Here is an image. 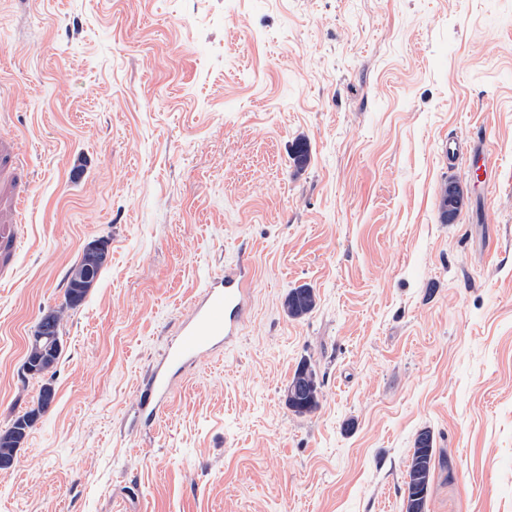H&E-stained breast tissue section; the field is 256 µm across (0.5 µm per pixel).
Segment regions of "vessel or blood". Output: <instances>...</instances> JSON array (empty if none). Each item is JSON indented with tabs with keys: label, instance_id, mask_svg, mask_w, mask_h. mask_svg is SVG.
<instances>
[{
	"label": "vessel or blood",
	"instance_id": "1",
	"mask_svg": "<svg viewBox=\"0 0 512 512\" xmlns=\"http://www.w3.org/2000/svg\"><path fill=\"white\" fill-rule=\"evenodd\" d=\"M449 163L465 160L473 176L488 167L485 145L470 141L459 148L456 141L445 147ZM250 268L237 263L225 266L223 276L210 280L191 300L192 312L179 326L174 343L152 373L141 395V411L158 417L166 408L177 377L204 354L235 343L241 334V312L249 298Z\"/></svg>",
	"mask_w": 512,
	"mask_h": 512
}]
</instances>
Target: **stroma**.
<instances>
[{
	"instance_id": "1",
	"label": "stroma",
	"mask_w": 512,
	"mask_h": 512,
	"mask_svg": "<svg viewBox=\"0 0 512 512\" xmlns=\"http://www.w3.org/2000/svg\"><path fill=\"white\" fill-rule=\"evenodd\" d=\"M476 133L487 190L443 152ZM96 238L110 261L64 315L0 512H404L424 428L426 512H512V0H0V430ZM240 259L238 343L136 422ZM301 285L317 306L288 318ZM304 361L321 402L298 416ZM88 263H89V257L87 256V254L82 253L80 260H78L74 265H72L68 271L67 278H69V280L73 284H75L77 287H79V288H72L71 290H69L68 288L70 286V283L68 281V288H66L65 299L68 296L73 295V300H74V302L70 303L66 299V306L68 308L75 309L78 306H80V304L83 303V301L86 299V297L90 291V288H93V286L99 279V277L102 273V270L104 269V268H101V269L97 270L96 273L94 274V276L91 279L89 278L90 279L89 281H84V273H85ZM62 314L63 310L60 309L58 311V314L56 316V321L58 322V334H59V328L60 323L62 320ZM52 315H55V313L50 312L46 314L45 317H41L39 322L37 323L38 327L34 329V332L32 336H29L27 344L31 341L34 346L42 347L43 350H45L47 353L54 354L55 350L60 347V340L59 336L56 333V328L54 326L53 320L51 318ZM41 342H44L41 346ZM434 456V438L430 430L422 429L414 440L413 444V452L410 458V461L407 465L406 476H405V492L407 491V496L405 502V512H412L411 506L414 502L412 500V496L414 495L413 490L418 485H422V491H425V495L427 497V490L430 486L431 476H432V461ZM425 460L428 467H426L425 472L422 478L417 477V462L418 460Z\"/></svg>"
}]
</instances>
